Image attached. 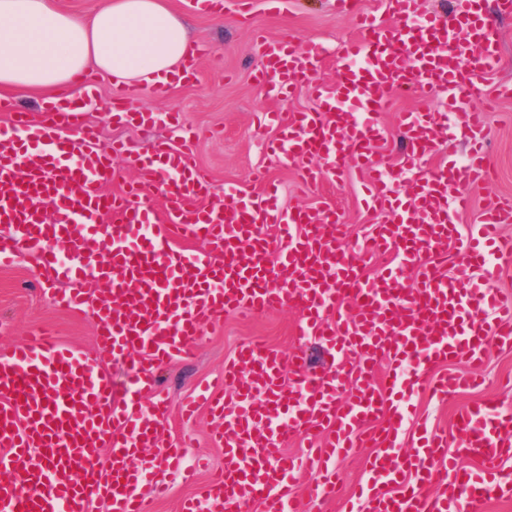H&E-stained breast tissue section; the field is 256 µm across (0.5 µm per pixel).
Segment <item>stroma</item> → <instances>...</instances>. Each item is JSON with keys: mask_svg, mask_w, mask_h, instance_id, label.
<instances>
[{"mask_svg": "<svg viewBox=\"0 0 512 512\" xmlns=\"http://www.w3.org/2000/svg\"><path fill=\"white\" fill-rule=\"evenodd\" d=\"M172 2L188 26L191 42L212 45L220 57L199 61L197 80L172 86L163 97L144 95L137 105L154 112L181 113L185 126L202 131L191 161L210 179L211 203L223 204L224 186L228 183L237 184L248 193L260 192V185L252 180V172L262 167L278 185L281 204L334 208L347 227L348 241H361L371 225L382 222L384 216L366 203L357 174H330L306 189L292 170L265 151L266 142L275 139L277 131L259 125L257 114L269 111L285 115L310 108L314 100L308 89L299 88L289 98H274L252 79L261 64L258 37L285 36L302 46L315 41L325 47V61L318 78L324 84H332L336 79V44L357 37L354 21L337 14L331 0H288L284 10L278 13L270 12L264 0H252L251 23L247 26L238 22L229 4L225 5L223 14L215 15L196 9L191 0ZM116 93L111 83L100 81L97 101L88 110V119L99 128L103 144H111L116 139L123 141L129 150L128 158L114 163L117 176L111 189L115 192L122 189L126 180L137 177L132 161L134 155L156 141L172 147L180 144L177 132L164 125L144 127L113 123L111 112ZM416 104L414 91L394 90L387 112L380 117L386 136L377 149L391 164L398 165L403 160L404 140L397 125L398 115ZM485 141L494 173L490 183H470L465 187L472 201L470 210L461 217L462 233L466 236L477 225L488 194L512 197V98L500 100L488 112ZM296 320L297 313L290 308L260 312L248 318L227 314L221 326L204 330L194 341V358L173 361L163 370L160 391L173 408L165 423V432L173 439H187L190 464L186 470L170 476L168 494L156 501L155 512H178L181 500L208 485L224 463V450L213 440L212 418L201 409L192 419H183L180 414L183 400L217 380L225 359L231 358L243 343L257 340L279 355H288L296 343L293 335ZM45 328L52 329L66 345L85 351L94 347L93 313L57 308L49 295L39 291L32 263L22 254L12 266L0 268V353ZM480 372L484 383L479 388L457 391L444 401L414 397V418L426 426L448 427L460 407L487 398L512 407V389L506 385L507 380L512 379V350L488 346ZM368 457V452L364 451L337 459L338 494L331 503L311 497L314 474L300 475L299 512H346L348 495L368 478Z\"/></svg>", "mask_w": 512, "mask_h": 512, "instance_id": "35a3bbf8", "label": "stroma"}]
</instances>
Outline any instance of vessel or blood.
<instances>
[{"instance_id":"b4317fda","label":"vessel or blood","mask_w":512,"mask_h":512,"mask_svg":"<svg viewBox=\"0 0 512 512\" xmlns=\"http://www.w3.org/2000/svg\"><path fill=\"white\" fill-rule=\"evenodd\" d=\"M482 3L455 0L449 14L426 16L418 0H392L395 20L384 23L361 12L359 0H334L338 13L356 17L359 35L337 46L330 88L315 80L318 43L258 41L255 82L276 97L306 85L317 102L285 118L268 113L279 129L271 152L308 181L350 163L365 176L371 202L391 220L373 225L362 248L400 259L398 270L379 276L367 275L345 246L333 208L284 207L272 184L255 195L228 184L223 206L209 204L210 183L189 153L197 130H184L180 147L159 143L139 154L140 180L115 194L112 156L125 146L102 147L67 90L37 120L0 99L10 116L0 127V266L27 252L59 307L89 309L96 320L94 352L42 333L0 354V512H90L97 500L108 512H149L141 487L151 468L134 464L141 449H158L167 469L183 462L182 447L165 435L160 371L190 357V342L225 313L282 307L299 314V344L285 359L243 344L225 363L223 382L207 388L224 467L181 512H250L255 504L298 512L297 464L282 447L323 434L325 447L306 450L319 476L313 497H335L336 458L368 446L369 477L352 498L368 512H484L488 498L512 500L511 408L491 400L469 407L452 430L424 428L403 455L407 413L390 404L402 391L447 399L467 380L434 369L452 361L476 368L490 344L512 348V303L448 274L444 249L470 207L460 185L491 174L485 112L467 104L501 63L496 23ZM399 86L420 104L400 115L405 158L393 168L376 154L377 116ZM141 94L121 89L113 121L179 126L178 113L136 109ZM438 95L445 111L429 107ZM452 113L471 142L465 163L422 171ZM156 192L167 212L152 207ZM511 223L512 198L489 199L463 247L468 267L487 270L491 244L512 256V240L499 238L500 225ZM269 226L277 236L266 234ZM180 239L207 247L175 248ZM311 340L331 350L333 370L313 368ZM381 357L398 372L378 382L373 364ZM116 362L131 375L121 396L109 369ZM466 458L476 469L463 466Z\"/></svg>"}]
</instances>
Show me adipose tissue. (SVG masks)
I'll use <instances>...</instances> for the list:
<instances>
[{
  "instance_id": "adipose-tissue-1",
  "label": "adipose tissue",
  "mask_w": 512,
  "mask_h": 512,
  "mask_svg": "<svg viewBox=\"0 0 512 512\" xmlns=\"http://www.w3.org/2000/svg\"><path fill=\"white\" fill-rule=\"evenodd\" d=\"M191 48L171 0H107L89 15L58 0H0V91L47 100L91 67L151 85L181 71Z\"/></svg>"
}]
</instances>
